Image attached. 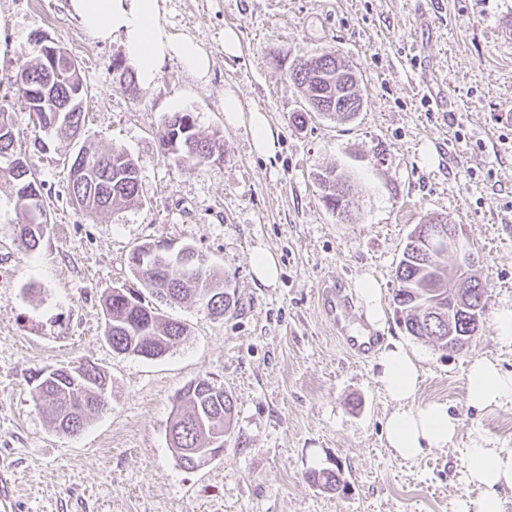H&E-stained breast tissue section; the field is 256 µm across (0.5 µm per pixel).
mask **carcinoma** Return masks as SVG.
Segmentation results:
<instances>
[{
  "instance_id": "cac0c4a2",
  "label": "carcinoma",
  "mask_w": 512,
  "mask_h": 512,
  "mask_svg": "<svg viewBox=\"0 0 512 512\" xmlns=\"http://www.w3.org/2000/svg\"><path fill=\"white\" fill-rule=\"evenodd\" d=\"M302 59L304 56L297 55L288 63L287 75L301 90L306 111L334 114L344 122L353 120L364 107L353 67L338 74L336 60L339 56L334 53L313 55L315 71L321 73L320 77L313 78L304 68ZM29 78L34 81L45 78L40 54L35 48L22 54L13 84ZM73 82L74 74L59 72L47 92L45 103L29 111L30 118L40 128H50L72 141L79 139L84 126V107L61 109ZM13 129V115L0 108V154L7 150L16 152L10 137ZM175 136L178 137V152L172 158L178 167L204 168L213 163V154L224 151V143L217 142L215 135L203 136L196 131L191 112H174L168 116L158 133V141ZM95 155L103 164L82 180L68 183V195L75 202V209L91 213L138 204L137 162L119 149L100 152L91 145H82L71 163ZM0 179L11 185L15 207L24 217V222L18 225L16 240L27 250L37 249L48 231L31 222L27 200L42 195V182L33 173L25 177L23 172L1 163ZM316 180L325 207L339 216L348 215L345 201L336 192V187L344 185L345 181L336 171H322ZM446 222L448 217L436 216L425 224L415 225L408 235L396 266L394 302L405 312L403 323L409 335L428 338L441 349L457 353L471 342L478 329L461 324V332L467 333L463 343L458 341L456 334L448 336V306L461 298L468 306V315L482 317L486 311L487 288L475 273V258L468 248L465 249L470 257L467 287L450 288L460 274L448 271L441 262L443 253L429 248L430 237L443 230ZM152 247V243L138 245L128 256L131 274L151 296L174 304L188 300L198 302L216 317L235 309L236 300L224 290L223 279L210 263L191 275L163 265L142 269L140 255ZM103 317L106 341L118 353L137 355L149 345L152 358H160L187 334L186 324L164 317L140 291L134 289H112L103 301ZM104 385H110L105 373L89 363L76 367L63 365L54 376L37 381L32 397L57 431L74 435L103 410ZM176 405L177 413L171 422L169 436L172 444L182 448H207L212 440L224 438L235 410L232 395L206 378L185 385L176 395ZM308 480L328 491L338 490L343 483L341 470L330 468L311 470Z\"/></svg>"
}]
</instances>
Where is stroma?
<instances>
[{"mask_svg":"<svg viewBox=\"0 0 512 512\" xmlns=\"http://www.w3.org/2000/svg\"><path fill=\"white\" fill-rule=\"evenodd\" d=\"M163 21L201 44L210 74L197 79L171 59L153 89L131 93L120 44L84 33L68 0H0V106L51 219L39 249L19 247L22 217L0 181V461L16 480V512H457L477 494L464 481L465 448L477 437L512 448V404L473 409L465 386L478 357L512 371V341L495 326L512 308V0H165ZM228 29L239 36L233 55ZM36 33L79 62L81 139L137 160L138 205L85 215L71 204L73 142L35 128L9 83ZM326 50L358 75L366 104L353 121L302 114L286 74L290 56ZM228 93L266 113L275 156L258 155L247 125L226 121ZM175 112L223 137L222 161L172 164L156 133ZM328 167L357 198L352 219L320 199L315 175ZM440 214L460 225L488 285L484 324L457 354L408 335L393 302L408 234ZM159 241L205 254L236 309L215 317L196 303L164 305L188 328L180 343L158 359L115 352L102 297L138 288L128 255ZM259 247L278 258L275 285L254 279ZM366 271L382 290L380 335L418 358L416 404L445 403L460 420L452 444L413 460L385 443L394 404L376 380L378 356L347 351L321 305L328 288L354 294ZM85 361L110 377L109 406L64 435L37 409L33 378ZM200 377L224 387L235 412L223 455L187 470L168 430L176 393ZM333 467L341 491L305 478Z\"/></svg>","mask_w":512,"mask_h":512,"instance_id":"1","label":"stroma"}]
</instances>
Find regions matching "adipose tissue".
<instances>
[{
    "instance_id": "1",
    "label": "adipose tissue",
    "mask_w": 512,
    "mask_h": 512,
    "mask_svg": "<svg viewBox=\"0 0 512 512\" xmlns=\"http://www.w3.org/2000/svg\"><path fill=\"white\" fill-rule=\"evenodd\" d=\"M164 0H68L82 30L101 41H119L142 88L155 84L165 60L177 59L197 78H207L211 60L193 38L172 34L162 21ZM229 123H248L257 154L271 157L278 150V132L266 115L244 111L239 100L225 95ZM377 381L395 408L388 415L385 438L400 457L413 459L431 448H444L456 437L460 421L447 405L413 406L419 387V367L400 342L383 348ZM466 398L483 410L512 403V371L500 369L486 358L475 359L466 374ZM466 484L477 486L478 497H464L458 512H499L501 493L512 489V448H491L485 440L473 441L466 450Z\"/></svg>"
}]
</instances>
